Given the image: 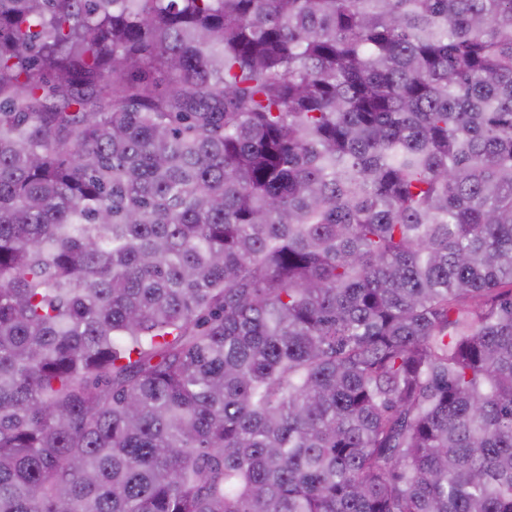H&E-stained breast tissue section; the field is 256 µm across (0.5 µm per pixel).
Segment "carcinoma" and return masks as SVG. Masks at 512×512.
Returning a JSON list of instances; mask_svg holds the SVG:
<instances>
[{"label":"carcinoma","instance_id":"1","mask_svg":"<svg viewBox=\"0 0 512 512\" xmlns=\"http://www.w3.org/2000/svg\"><path fill=\"white\" fill-rule=\"evenodd\" d=\"M0 512H512V0H0Z\"/></svg>","mask_w":512,"mask_h":512}]
</instances>
